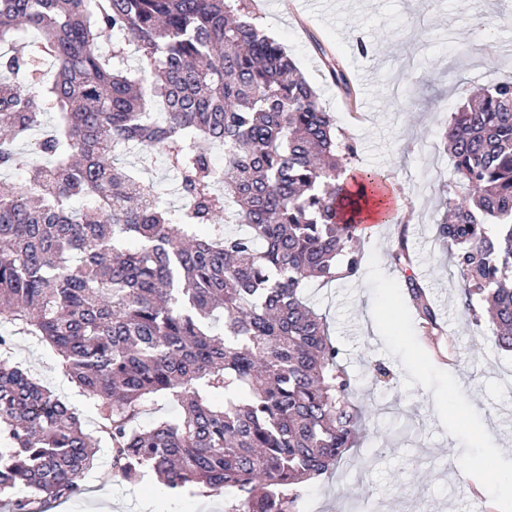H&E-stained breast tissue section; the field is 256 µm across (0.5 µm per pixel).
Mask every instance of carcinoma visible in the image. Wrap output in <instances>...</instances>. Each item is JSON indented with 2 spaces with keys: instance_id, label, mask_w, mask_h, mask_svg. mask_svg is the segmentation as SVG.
I'll use <instances>...</instances> for the list:
<instances>
[{
  "instance_id": "carcinoma-1",
  "label": "carcinoma",
  "mask_w": 512,
  "mask_h": 512,
  "mask_svg": "<svg viewBox=\"0 0 512 512\" xmlns=\"http://www.w3.org/2000/svg\"><path fill=\"white\" fill-rule=\"evenodd\" d=\"M35 58L53 78L17 82ZM442 138L466 204L448 198L437 237L464 310L512 351V82L468 98ZM129 154L161 158L183 204ZM354 154L245 0H0V171L26 172L0 194V327L55 349L126 482L296 512L355 445L373 409L305 302L313 281L362 270L357 184L387 176L352 170ZM405 288L439 329L414 276ZM12 346L0 331V498L37 512L80 492L96 449ZM152 396L179 413L140 423Z\"/></svg>"
}]
</instances>
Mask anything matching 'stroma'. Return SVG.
Returning a JSON list of instances; mask_svg holds the SVG:
<instances>
[{
    "label": "stroma",
    "mask_w": 512,
    "mask_h": 512,
    "mask_svg": "<svg viewBox=\"0 0 512 512\" xmlns=\"http://www.w3.org/2000/svg\"><path fill=\"white\" fill-rule=\"evenodd\" d=\"M267 33L292 57L353 144L352 167L376 169L388 180L385 194L395 220L365 228L366 255L359 278L313 284L306 297L327 320L342 360L359 384L358 399L376 417L326 475L304 485L298 512H471L473 487L446 474L445 461L482 475L487 512H512L501 495L512 474V354L495 348L489 326L470 323L457 279L435 224L449 188L451 160L440 145L451 112L466 89L512 76V54H493L490 41L512 40V0H488L483 19L470 0H247ZM340 60L351 81L343 99L324 64ZM405 96L406 111L395 99ZM406 237L408 270L388 254ZM413 274L439 309L443 332L426 335L402 299L400 285ZM483 351L471 358L472 339ZM41 384L76 408L96 432L93 404L60 370L46 344L17 339L12 351ZM383 362L393 384L372 382ZM82 491L45 512H224L220 496H170L155 482L132 485L111 465L110 446L99 439Z\"/></svg>",
    "instance_id": "1"
}]
</instances>
